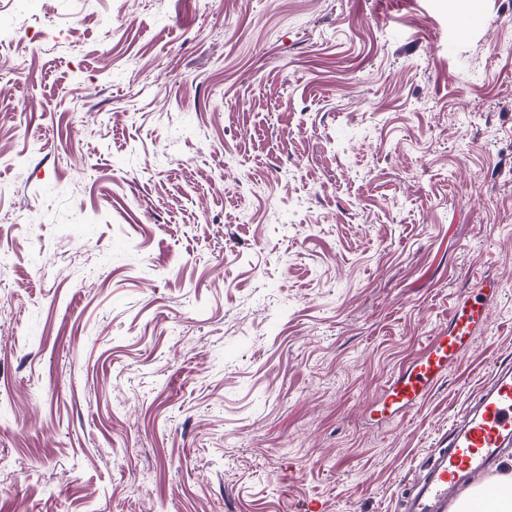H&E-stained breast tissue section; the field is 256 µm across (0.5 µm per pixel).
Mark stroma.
Returning <instances> with one entry per match:
<instances>
[{
  "label": "stroma",
  "instance_id": "obj_1",
  "mask_svg": "<svg viewBox=\"0 0 512 512\" xmlns=\"http://www.w3.org/2000/svg\"><path fill=\"white\" fill-rule=\"evenodd\" d=\"M0 154V512H400L512 363V0H0ZM498 294V283L490 279H481L459 294L451 304L448 327L429 336L422 352L390 379L376 412L395 418L415 409L448 365L457 362L479 336Z\"/></svg>",
  "mask_w": 512,
  "mask_h": 512
}]
</instances>
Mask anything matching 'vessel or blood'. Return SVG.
Segmentation results:
<instances>
[{"label":"vessel or blood","instance_id":"b4317fda","mask_svg":"<svg viewBox=\"0 0 512 512\" xmlns=\"http://www.w3.org/2000/svg\"><path fill=\"white\" fill-rule=\"evenodd\" d=\"M497 282L479 280L450 307L448 326L389 381L380 415L410 412L479 335L498 298ZM512 452V365L499 366L473 406L452 425L424 462V475L403 512H449L460 488L497 467Z\"/></svg>","mask_w":512,"mask_h":512}]
</instances>
